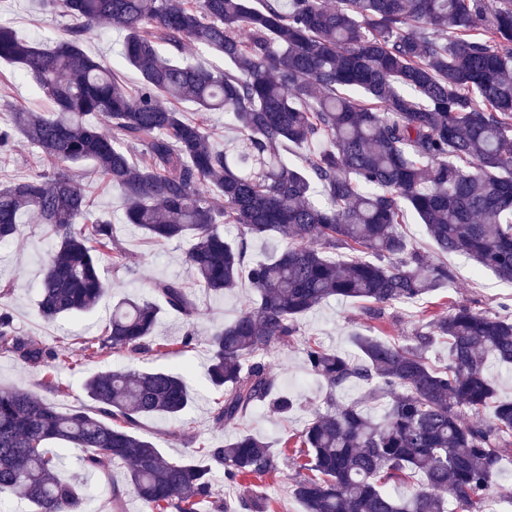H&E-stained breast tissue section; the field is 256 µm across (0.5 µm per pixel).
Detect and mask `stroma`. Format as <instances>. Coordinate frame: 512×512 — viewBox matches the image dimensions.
<instances>
[{
    "instance_id": "stroma-1",
    "label": "stroma",
    "mask_w": 512,
    "mask_h": 512,
    "mask_svg": "<svg viewBox=\"0 0 512 512\" xmlns=\"http://www.w3.org/2000/svg\"><path fill=\"white\" fill-rule=\"evenodd\" d=\"M0 22L24 34L54 37L59 33L62 19L51 8L45 7L42 0H0ZM18 109L47 112L51 104L12 69L0 65V122H10L12 111ZM92 168L89 161L73 166L100 212L112 220L116 235L127 252V266L116 269L111 260H104L103 276L109 281L111 292L94 311L81 317L65 316L51 323L44 322L37 314L36 303L44 265L53 243L42 225L34 223L31 216H23L20 236L14 242L0 246V307L12 313L19 335L36 337L46 346L63 350L76 367L72 370L59 369L57 379L60 388L54 391L45 384L43 367L21 363L10 353L0 351V386L24 389L66 411L85 403L82 383L88 372L106 368L145 370L170 367V360L165 358L125 354L88 362L82 356L81 343L99 335L114 300L125 296L147 300L151 297L154 282L181 280L199 310L194 323L199 341L193 350L180 358L181 364L195 373L194 385L198 395L186 419L180 421L154 416L145 419L139 430L140 435L157 443L172 460L185 457L200 440L229 441L247 432L278 449L284 438L300 433L312 410L323 407L326 396L325 386L310 374L305 364L304 338H315L326 348L351 354L355 351L352 335L356 332L370 329L377 336L402 343L427 321L429 315L448 312L452 305L466 304L475 310L493 314L500 312L502 304L512 305V283L479 269L465 257L439 254L423 225L407 221L402 231L412 246L427 255L430 261H445L453 269L454 279L448 287L418 302L388 310L384 321L376 324L371 323L356 304L334 298L324 302L301 319V340L273 349L266 355L280 386L297 394L302 402L301 408L295 409L284 421L259 408L248 413L239 425L221 426L213 418L221 393L210 387L201 375L209 358L205 340L215 325L231 320L243 303L252 298L251 284L248 278H241L237 288L222 295L200 288L183 264L185 243L155 242L143 230L127 224L120 193L93 177ZM296 477L294 466L284 458L275 475L254 482L253 488L269 500L273 512H302L301 505L292 494Z\"/></svg>"
}]
</instances>
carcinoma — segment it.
<instances>
[{
	"instance_id": "obj_1",
	"label": "carcinoma",
	"mask_w": 512,
	"mask_h": 512,
	"mask_svg": "<svg viewBox=\"0 0 512 512\" xmlns=\"http://www.w3.org/2000/svg\"><path fill=\"white\" fill-rule=\"evenodd\" d=\"M65 19L39 41L0 25V63L16 66L52 104L0 125V151L20 134L40 170L0 185V243L20 217L45 226L53 249L38 314L45 322L93 311L108 293L100 258L125 266L112 221L98 213L71 164L91 160L117 190L126 220L155 241L189 240L184 264L213 294L243 272L254 295L207 336L206 381L224 391L216 423L238 424L266 406L293 408L262 354L296 340L300 319L331 298L361 304L372 320L448 285L453 272L416 251L399 230L407 215L443 254L473 259L512 282V0H46ZM123 32L121 60L141 76L130 90L115 66L83 43L100 23ZM197 49L189 62L187 46ZM217 53L224 67L210 64ZM195 106L193 118L178 104ZM236 128L218 146L209 115ZM104 121L111 133L101 131ZM309 150L297 167L284 144ZM224 224L238 227L235 242ZM286 242L246 260L247 240ZM338 250L346 260L333 257ZM153 300H122L88 359L114 353L167 357L196 345V308L183 282L153 283ZM188 319L180 340L152 336L161 309ZM448 363H430L437 341ZM358 356L304 341L305 362L327 389L285 447L306 457L294 497L304 512H475L503 454L512 450V399L499 397L487 363L512 365V312L467 305L432 316L399 344L356 333ZM0 350L47 375L62 354L15 334L0 311ZM356 382L388 398L380 418L336 392ZM83 390L92 405L60 411L30 392L0 387V489L33 512H84L83 483L63 482L69 448L83 472L110 481L113 512L134 495L149 512H268L244 494L230 510L213 496L211 467L240 484L279 469L280 454L253 434L201 443L171 460L137 433L141 419L180 418L193 403L176 369L98 370ZM127 465L125 484L112 465ZM420 477L400 497L386 488Z\"/></svg>"
}]
</instances>
